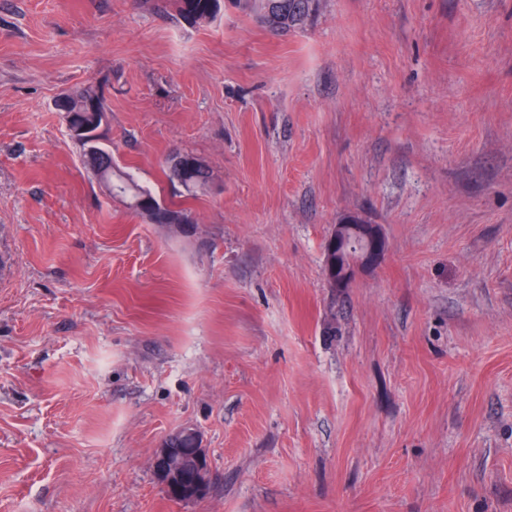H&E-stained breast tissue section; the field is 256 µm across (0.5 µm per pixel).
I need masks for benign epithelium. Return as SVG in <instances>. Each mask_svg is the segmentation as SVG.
<instances>
[{
    "mask_svg": "<svg viewBox=\"0 0 512 512\" xmlns=\"http://www.w3.org/2000/svg\"><path fill=\"white\" fill-rule=\"evenodd\" d=\"M329 250L336 251V257L347 259L348 265L336 264V287L343 288L350 282L356 271L378 267L385 258L387 245L379 226L368 224L357 216L347 217L335 225L328 239ZM193 436L194 449L183 455L176 448L160 445L156 450L155 472L160 483L172 489L180 483H189L193 498H200L207 489L206 468L203 467L206 454L201 448L199 434L193 428L185 429Z\"/></svg>",
    "mask_w": 512,
    "mask_h": 512,
    "instance_id": "1",
    "label": "benign epithelium"
}]
</instances>
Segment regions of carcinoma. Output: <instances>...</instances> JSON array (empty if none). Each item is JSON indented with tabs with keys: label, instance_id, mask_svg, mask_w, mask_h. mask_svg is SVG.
<instances>
[{
	"label": "carcinoma",
	"instance_id": "obj_1",
	"mask_svg": "<svg viewBox=\"0 0 512 512\" xmlns=\"http://www.w3.org/2000/svg\"><path fill=\"white\" fill-rule=\"evenodd\" d=\"M253 13L255 20L274 35H286L303 28L316 14L320 0H234ZM179 15L187 22L198 24L213 20L220 10V0H177ZM58 112L71 114L80 122L91 126L85 135L92 156L85 158V167L99 183L106 186L114 197L132 194L133 209L152 224L194 223L187 209L155 196L150 190L138 186L120 171L112 153L99 146L97 131L106 123L107 110L104 92L98 85L88 83L54 99ZM210 173L206 168L191 171L182 179L189 191L208 186Z\"/></svg>",
	"mask_w": 512,
	"mask_h": 512
}]
</instances>
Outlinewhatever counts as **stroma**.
<instances>
[{"label":"stroma","instance_id":"obj_1","mask_svg":"<svg viewBox=\"0 0 512 512\" xmlns=\"http://www.w3.org/2000/svg\"><path fill=\"white\" fill-rule=\"evenodd\" d=\"M89 82L193 236L87 172L53 103ZM349 215L387 256L332 288ZM1 256L0 512H512V0H321L279 37L231 0H0ZM176 2L179 15L193 24L213 20L220 10V0H177ZM185 433L193 436L194 447L190 438L182 434V429L169 436L164 444L157 448L154 459V468L158 480L166 489H172L177 484L189 482L193 489V499L200 498L207 489L205 479L206 468L203 467L206 454L204 448H201L199 434L194 428H184ZM180 448H191L192 452L183 455ZM178 452L173 460L171 457ZM207 461V459H206ZM158 464V467H156Z\"/></svg>","mask_w":512,"mask_h":512}]
</instances>
